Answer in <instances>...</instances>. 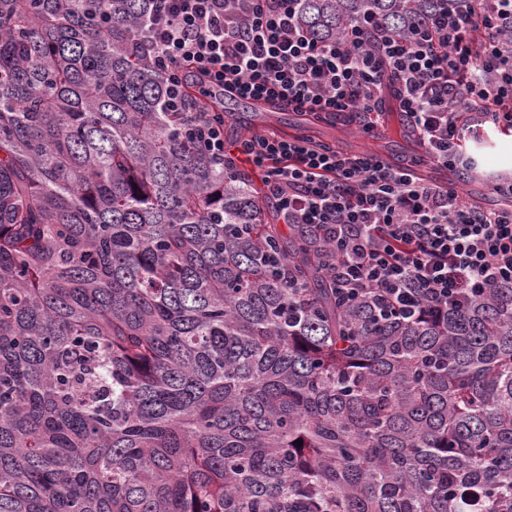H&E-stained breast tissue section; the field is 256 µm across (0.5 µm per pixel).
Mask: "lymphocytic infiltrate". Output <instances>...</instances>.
Segmentation results:
<instances>
[{"mask_svg":"<svg viewBox=\"0 0 512 512\" xmlns=\"http://www.w3.org/2000/svg\"><path fill=\"white\" fill-rule=\"evenodd\" d=\"M297 0H159L149 25L157 59L190 68L204 94L273 98L316 117L341 115L370 133L393 96L420 146L443 167L475 169L460 143L472 127L512 130V46L499 28L512 0H440L394 32L377 14L317 41L297 22ZM212 158L262 176L285 224L311 247L335 241L339 296L371 293L405 317L421 306L464 308L512 288V208L468 206L455 186L430 183L374 154L346 155L307 139L254 134L226 144L197 119Z\"/></svg>","mask_w":512,"mask_h":512,"instance_id":"obj_1","label":"lymphocytic infiltrate"}]
</instances>
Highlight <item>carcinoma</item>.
Returning <instances> with one entry per match:
<instances>
[{
    "mask_svg": "<svg viewBox=\"0 0 512 512\" xmlns=\"http://www.w3.org/2000/svg\"><path fill=\"white\" fill-rule=\"evenodd\" d=\"M435 3L298 18L329 41ZM156 8L0 0V512H512V288L341 300L332 244L172 107Z\"/></svg>",
    "mask_w": 512,
    "mask_h": 512,
    "instance_id": "obj_1",
    "label": "carcinoma"
}]
</instances>
